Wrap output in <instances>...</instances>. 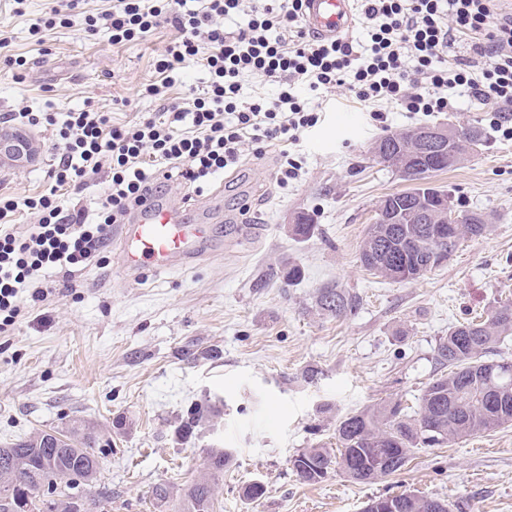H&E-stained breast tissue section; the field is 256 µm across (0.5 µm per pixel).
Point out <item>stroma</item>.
I'll list each match as a JSON object with an SVG mask.
<instances>
[{
  "mask_svg": "<svg viewBox=\"0 0 512 512\" xmlns=\"http://www.w3.org/2000/svg\"><path fill=\"white\" fill-rule=\"evenodd\" d=\"M45 7L27 0L20 16L0 0L4 53L26 61L14 70L0 60V114L51 112L61 123L90 107L131 125L156 110L141 91L157 81L154 64L174 27L115 46L106 31L58 26L41 45L29 25ZM327 97L321 121L303 136L300 175L287 186L275 182L274 147L203 192L173 185L159 193L189 223L214 227L218 256L136 280L122 274L113 248L73 272L47 270L55 291L0 335V445L66 416L94 425L110 440L97 454L112 512H157L152 486L190 481L217 442L235 459L216 512H362L368 498L409 490L447 500L452 512H512V426L416 450L404 470L372 484L335 471L309 485L290 468L301 449L335 447L336 422L347 414L390 400L415 406L439 370L435 348L449 326L512 303V140L494 136L485 105L458 96L448 111L412 117L387 104L381 123L343 89ZM443 123L479 127L482 141L427 180L454 205L484 211L491 230L462 240L448 263L417 280L377 276L363 266L360 245L381 200L413 184L377 164L372 147L387 134ZM34 133L36 160L0 166V194L22 199L46 189L56 130L39 125ZM302 213L315 230L297 239L287 227ZM292 265L302 277L290 285L283 271ZM333 285L358 297L353 314H319L316 292ZM190 344L219 355L185 361ZM309 368L318 382L304 381ZM205 400L220 409L218 426L177 440L179 418ZM253 479L266 493L249 505L239 490Z\"/></svg>",
  "mask_w": 512,
  "mask_h": 512,
  "instance_id": "35a3bbf8",
  "label": "stroma"
}]
</instances>
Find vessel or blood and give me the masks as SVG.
I'll return each mask as SVG.
<instances>
[{
  "label": "vessel or blood",
  "mask_w": 512,
  "mask_h": 512,
  "mask_svg": "<svg viewBox=\"0 0 512 512\" xmlns=\"http://www.w3.org/2000/svg\"><path fill=\"white\" fill-rule=\"evenodd\" d=\"M302 14L307 31L318 39L342 37L355 25L353 0H302ZM211 231V225L187 223L180 208L147 200L116 230L120 269L136 278L193 265L209 258Z\"/></svg>",
  "instance_id": "b4317fda"
}]
</instances>
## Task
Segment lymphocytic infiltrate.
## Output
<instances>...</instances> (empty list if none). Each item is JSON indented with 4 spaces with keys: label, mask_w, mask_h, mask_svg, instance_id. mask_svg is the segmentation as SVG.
<instances>
[{
    "label": "lymphocytic infiltrate",
    "mask_w": 512,
    "mask_h": 512,
    "mask_svg": "<svg viewBox=\"0 0 512 512\" xmlns=\"http://www.w3.org/2000/svg\"><path fill=\"white\" fill-rule=\"evenodd\" d=\"M79 0H50L29 30L44 39L56 25L85 32L106 29L112 44L145 40L162 25L176 38L156 62L160 83L146 85L144 96L161 100L158 112L135 125L111 124L107 113L69 112L53 149L45 193L14 199L0 196V334L25 316L23 290L41 301L53 288L42 275L51 268H75L99 257L112 235L147 197L165 182L196 185L236 171L245 152L263 158L269 147L286 146L275 173L278 185L297 178L301 164L289 153L315 127L321 103H308L298 85L310 91L341 87L358 102H385L401 111L426 116L447 111L450 98L463 94L489 105V127L512 139V10L500 0H361L366 32L362 48L352 40L309 36L302 0H261L246 26L230 30L244 0H113L96 14L78 11ZM469 52L454 54L458 38ZM200 61L203 86L188 90V106L164 103L186 61ZM248 74L279 78L277 97L241 99ZM111 184L95 214L64 209L61 188L84 184L102 166ZM35 214L37 222L18 234L4 223L16 212Z\"/></svg>",
    "instance_id": "obj_1"
}]
</instances>
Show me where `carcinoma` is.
I'll return each mask as SVG.
<instances>
[{
  "mask_svg": "<svg viewBox=\"0 0 512 512\" xmlns=\"http://www.w3.org/2000/svg\"><path fill=\"white\" fill-rule=\"evenodd\" d=\"M406 130L381 138L385 151L377 162L394 166V159L409 156L413 173L434 165L452 168L479 142L471 127L456 130L452 158H423L409 141ZM457 224L448 227L453 242L433 237L431 224L421 223L418 211L402 216L399 224H372L361 245L360 259L369 270L394 281L410 282L435 268L430 263L438 251L457 248L465 237L490 231L488 218L475 211L458 210ZM293 235L306 239L314 232L308 215L291 225ZM321 313L342 317L354 312L356 300L342 288L318 290ZM512 335V306L501 305L481 320H466L448 328L440 339L435 359L442 371L422 390L417 408L408 412L399 401H385L349 414L336 422V447L304 448L289 460L302 482L315 484L339 471L349 481L374 483L404 469L416 448L457 443L467 437L512 425V359L493 358ZM220 411L210 404L190 406L174 428V436L187 440L202 426L216 423ZM110 445L98 430L70 419L65 429H36L0 448V512H110L112 490L102 487L89 497L85 488L97 482L99 460L95 449ZM234 458L222 445L206 449L203 469L183 487L170 482L155 484L151 496L160 512H215L219 477ZM264 484L251 480L241 487L249 504L265 495ZM392 502L396 512H449L445 500L415 492L380 495L368 501L363 512Z\"/></svg>",
  "mask_w": 512,
  "mask_h": 512,
  "instance_id": "1",
  "label": "carcinoma"
}]
</instances>
